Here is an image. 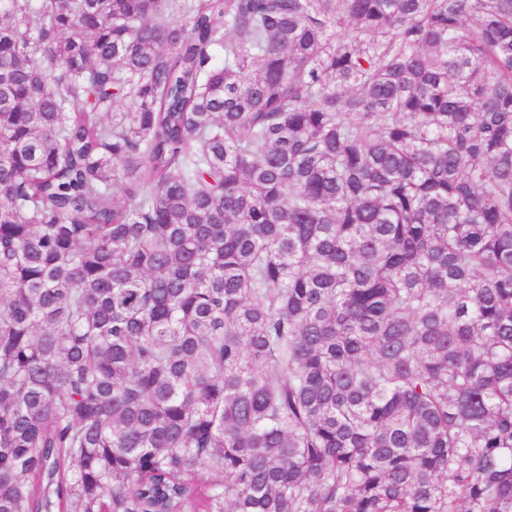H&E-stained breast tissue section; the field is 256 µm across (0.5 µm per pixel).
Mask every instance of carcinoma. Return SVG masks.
<instances>
[{"label":"carcinoma","mask_w":512,"mask_h":512,"mask_svg":"<svg viewBox=\"0 0 512 512\" xmlns=\"http://www.w3.org/2000/svg\"><path fill=\"white\" fill-rule=\"evenodd\" d=\"M0 512H512V0H0Z\"/></svg>","instance_id":"carcinoma-1"}]
</instances>
